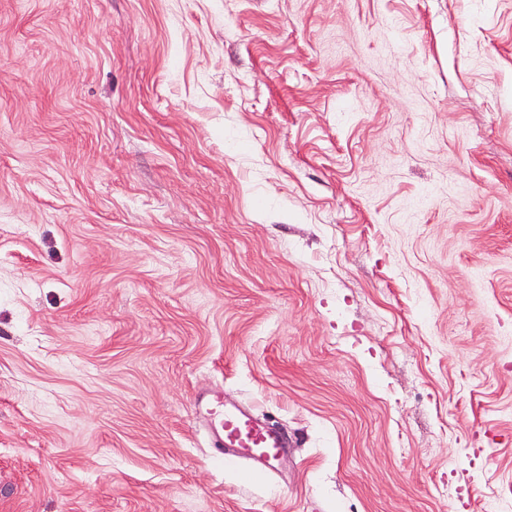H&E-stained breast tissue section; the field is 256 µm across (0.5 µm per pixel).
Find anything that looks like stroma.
<instances>
[{
	"mask_svg": "<svg viewBox=\"0 0 512 512\" xmlns=\"http://www.w3.org/2000/svg\"><path fill=\"white\" fill-rule=\"evenodd\" d=\"M0 512H512V0H0ZM194 412L205 423L224 463L245 461L251 472L268 475L279 469L288 454V440L278 429L250 410L228 406L221 390L197 395Z\"/></svg>",
	"mask_w": 512,
	"mask_h": 512,
	"instance_id": "obj_1",
	"label": "stroma"
}]
</instances>
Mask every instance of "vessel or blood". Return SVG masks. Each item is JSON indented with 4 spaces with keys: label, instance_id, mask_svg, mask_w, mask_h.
Segmentation results:
<instances>
[{
    "label": "vessel or blood",
    "instance_id": "b4317fda",
    "mask_svg": "<svg viewBox=\"0 0 512 512\" xmlns=\"http://www.w3.org/2000/svg\"><path fill=\"white\" fill-rule=\"evenodd\" d=\"M194 412L202 420L225 463L246 462L250 471L271 474L288 453V441L250 410L227 405L222 391L196 396Z\"/></svg>",
    "mask_w": 512,
    "mask_h": 512
}]
</instances>
